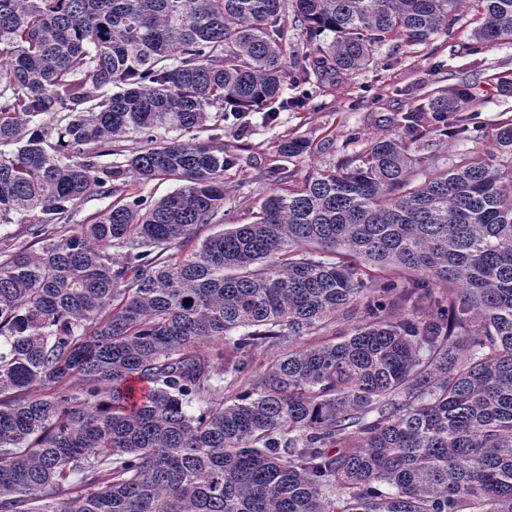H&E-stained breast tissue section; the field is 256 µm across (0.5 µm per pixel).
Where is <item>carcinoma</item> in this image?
I'll use <instances>...</instances> for the list:
<instances>
[{"mask_svg": "<svg viewBox=\"0 0 512 512\" xmlns=\"http://www.w3.org/2000/svg\"><path fill=\"white\" fill-rule=\"evenodd\" d=\"M481 2L476 42L511 35L512 0ZM462 4L0 0V224L30 215L34 245L0 240V512H512V118L446 169L381 135L198 238L224 216V121L301 108ZM470 88L406 134L472 139ZM159 177L181 186L59 233ZM307 336L249 382L258 348ZM120 197V193L114 194L113 196L97 195L93 194L87 197L73 213L67 227H73L76 224H86L91 217L106 209L112 205V201H115Z\"/></svg>", "mask_w": 512, "mask_h": 512, "instance_id": "carcinoma-1", "label": "carcinoma"}]
</instances>
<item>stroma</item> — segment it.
<instances>
[{
	"mask_svg": "<svg viewBox=\"0 0 512 512\" xmlns=\"http://www.w3.org/2000/svg\"><path fill=\"white\" fill-rule=\"evenodd\" d=\"M481 12L480 0H468L449 29L424 44L387 42L379 50V65L311 88L304 108L281 109L272 117L256 108L241 124L225 126L224 147L238 157L224 173L225 223H251L272 190L302 185L318 170L357 159L378 135L401 134V115L448 84H472L467 109L486 129L512 116V91L503 86L512 82V37L477 45L473 32ZM295 137L307 140L309 151L281 157L282 141ZM412 147L427 163L447 167L464 153L489 149L490 140L461 142L429 132Z\"/></svg>",
	"mask_w": 512,
	"mask_h": 512,
	"instance_id": "obj_1",
	"label": "stroma"
}]
</instances>
